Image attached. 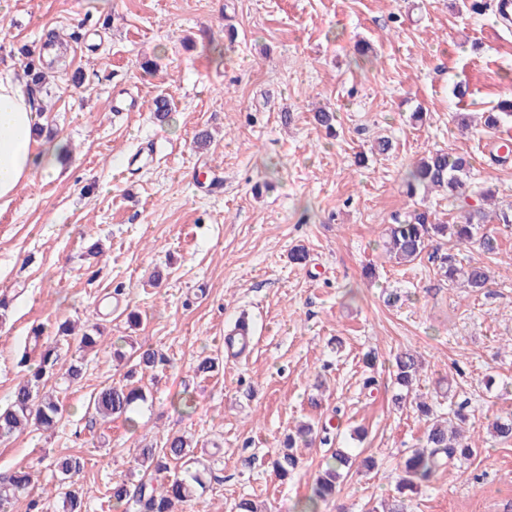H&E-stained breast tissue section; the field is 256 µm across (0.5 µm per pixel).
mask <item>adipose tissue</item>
Returning a JSON list of instances; mask_svg holds the SVG:
<instances>
[{
    "instance_id": "1",
    "label": "adipose tissue",
    "mask_w": 512,
    "mask_h": 512,
    "mask_svg": "<svg viewBox=\"0 0 512 512\" xmlns=\"http://www.w3.org/2000/svg\"><path fill=\"white\" fill-rule=\"evenodd\" d=\"M23 76H0V201L11 199L34 173L54 179L60 174L58 157L65 144L39 141L33 129L39 123Z\"/></svg>"
}]
</instances>
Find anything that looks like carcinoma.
Segmentation results:
<instances>
[{"label": "carcinoma", "instance_id": "carcinoma-1", "mask_svg": "<svg viewBox=\"0 0 512 512\" xmlns=\"http://www.w3.org/2000/svg\"><path fill=\"white\" fill-rule=\"evenodd\" d=\"M45 68L32 65L26 69L29 91L37 97L46 79ZM512 121V99L505 101L500 112L484 113V127L497 131L500 126ZM470 161L463 154L446 151L430 152L411 166L404 176L406 195L414 197L419 188L442 190L455 198H466L471 193L469 184ZM475 224L468 216L456 224H441L428 209L413 211L409 217L385 229L383 246L396 261L413 262L421 257L430 243L436 238L448 240V251L434 256L436 274L448 280H463L472 293H480L487 288L491 280L488 270L482 263L470 260L462 263L453 250L461 245L473 242ZM59 355L55 348L47 347L39 365L28 371L26 379L20 381L13 391L12 402L0 408V438H8L13 433L31 423L50 428L62 415L63 405L60 397L39 395V387L54 375L53 367ZM168 364V360L151 350L139 353L136 367L142 371L156 370ZM395 382L402 388L412 384L419 368L418 358L411 352H401L394 359ZM144 400L139 387L112 385L102 389L93 399L96 412L105 417L130 420L129 413L137 402ZM467 402L458 404L453 411V419H444L433 413L432 407L425 401L419 402L418 411L425 417L427 424L424 445L415 448L405 459L395 482L402 497L393 500L383 512H408V504L403 493L414 491L419 484L430 481L436 473L451 463L466 459L472 455L476 444L463 441L460 426L467 419ZM496 437L503 441L512 440V418H497L492 422ZM295 440L288 443L272 461V468L280 478H285L297 467V457L293 448ZM140 466L151 472L148 480L140 481L130 488L126 481L111 483L107 489L108 502L136 508L138 512H173L175 503H187L194 500L206 488L208 467L203 458L191 449V444L183 436L166 439L160 449L146 447L140 450ZM349 454L336 450L325 468L316 479L312 494L306 499L299 512H316L318 501L333 496L336 483L342 470L351 466ZM58 473L56 489L63 491L65 512H84V503L79 490L71 483V475L79 470L77 462L70 457L55 462ZM32 483L31 475L25 471H14L0 475V512H8L21 496L28 492Z\"/></svg>", "mask_w": 512, "mask_h": 512}]
</instances>
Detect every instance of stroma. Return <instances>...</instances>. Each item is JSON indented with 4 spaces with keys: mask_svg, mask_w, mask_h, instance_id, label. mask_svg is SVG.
Returning a JSON list of instances; mask_svg holds the SVG:
<instances>
[{
    "mask_svg": "<svg viewBox=\"0 0 512 512\" xmlns=\"http://www.w3.org/2000/svg\"><path fill=\"white\" fill-rule=\"evenodd\" d=\"M63 51L39 94L45 128L68 152L61 174L35 177L0 208V406L23 375L33 328L52 342L60 322L98 325L97 350L60 349L82 381L61 399L55 429L32 426L0 441V473L31 472L39 512H64L53 462L79 459L74 476L89 512L108 483L143 478L145 445L192 439L209 460L205 492L187 512H297L339 448L352 467L318 512H369L395 492L392 473L419 447L425 422L397 408V353L419 355L413 385L438 415L467 402L479 443L463 467L439 471L411 512H512V443L487 430L512 416V163H493L479 118L512 97V29L471 0H6L0 73L42 56L48 33ZM371 50L359 55L358 41ZM156 68L145 73L141 64ZM82 84H74L73 72ZM467 90L464 99L454 86ZM173 104L170 121L154 99ZM336 114L334 132L314 120ZM423 121H412V112ZM459 112L474 122L461 129ZM213 139L199 147L194 136ZM381 136L390 155L372 154ZM463 153L477 191L467 200L404 193L405 171L426 153ZM492 188L493 200L479 191ZM429 207L450 223L478 211L477 244L492 279L468 293L435 274L432 259L399 264L382 247L387 225ZM100 242L101 255L88 246ZM305 248L307 265L290 259ZM137 313L130 325L128 313ZM254 348L224 359L240 314ZM168 360L137 374L146 394L134 424L96 414L92 398L122 383L136 348ZM217 362L198 372L203 357ZM191 415L173 406L182 393ZM302 421L327 426L330 443L296 448V471L271 462Z\"/></svg>",
    "mask_w": 512,
    "mask_h": 512,
    "instance_id": "35a3bbf8",
    "label": "stroma"
}]
</instances>
